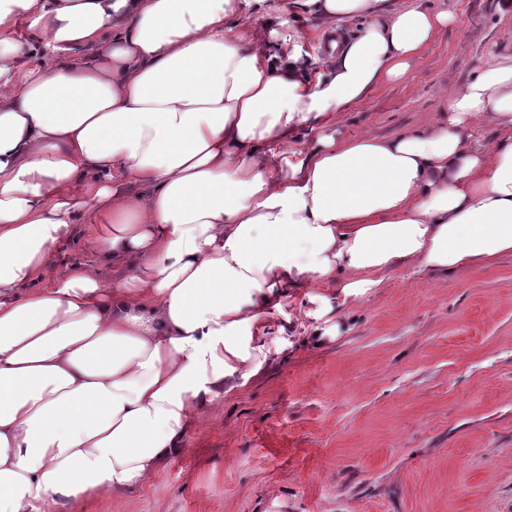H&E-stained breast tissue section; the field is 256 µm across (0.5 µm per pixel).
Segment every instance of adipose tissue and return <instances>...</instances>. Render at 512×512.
<instances>
[{"label": "adipose tissue", "instance_id": "adipose-tissue-1", "mask_svg": "<svg viewBox=\"0 0 512 512\" xmlns=\"http://www.w3.org/2000/svg\"><path fill=\"white\" fill-rule=\"evenodd\" d=\"M309 2L328 27L365 22L310 77L237 25L250 0H0V512L146 484L266 362L287 288L358 297L389 271L512 253V56L404 134L340 138L344 110L452 16ZM86 46L94 63L70 59ZM23 52L59 60L23 70ZM306 126L323 128L317 147L283 164ZM80 213L99 259L36 287ZM115 266L128 274L112 283Z\"/></svg>", "mask_w": 512, "mask_h": 512}]
</instances>
